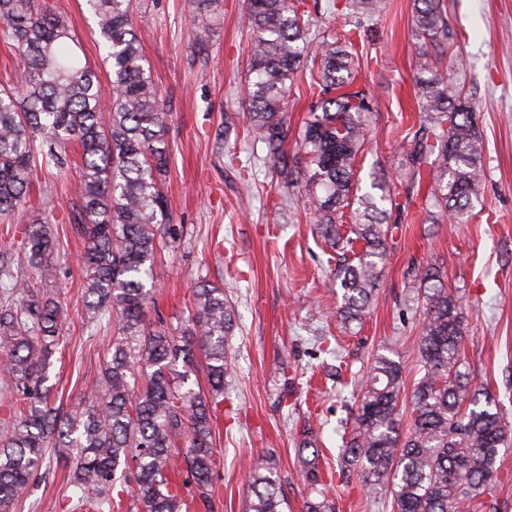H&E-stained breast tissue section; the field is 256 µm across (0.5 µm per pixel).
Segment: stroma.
I'll use <instances>...</instances> for the list:
<instances>
[{"instance_id":"1","label":"stroma","mask_w":512,"mask_h":512,"mask_svg":"<svg viewBox=\"0 0 512 512\" xmlns=\"http://www.w3.org/2000/svg\"><path fill=\"white\" fill-rule=\"evenodd\" d=\"M39 2L64 16L82 60L108 82L84 0ZM245 8L244 0H221L202 15L195 0H134L147 64L172 112L165 192L173 223L184 227L180 241L156 253L147 317L177 325L199 281L224 289L237 314L228 346L237 373L216 412L211 512H248L249 476L269 464L292 512H299L309 494L299 452L303 429L317 433L319 466L329 471L353 416L357 384L377 349L389 348L400 361L406 386L418 378L415 338L422 312L408 300L407 275L414 265L439 269L461 300L469 324L467 369L512 422V0H445L450 39L443 64L459 78L485 146V177L465 224L419 223L417 204L407 200L401 146L408 129L420 125L413 82L422 50L412 34V0H383L382 10L361 28L348 0L305 6L312 40L325 34L351 40L357 85L373 99L355 164L359 190L368 192L383 179L394 198L390 260L361 325L337 318L336 295L326 286L337 254L318 235L314 212L268 177L266 148L248 130ZM318 78L310 63L297 77L288 102V150H295L318 100ZM228 113L236 124L221 141L217 132ZM79 171L73 147L66 175L39 173L31 212L7 218L21 226L39 215L59 239L55 280L40 281L31 268L26 274L64 303L62 337L48 372L56 405L69 412L90 404L88 383L115 334L114 325L90 326L83 314L86 272L79 258L85 240L70 223ZM72 466L69 449L47 448L28 497L12 512H76Z\"/></svg>"}]
</instances>
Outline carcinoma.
Returning a JSON list of instances; mask_svg holds the SVG:
<instances>
[{"instance_id": "obj_1", "label": "carcinoma", "mask_w": 512, "mask_h": 512, "mask_svg": "<svg viewBox=\"0 0 512 512\" xmlns=\"http://www.w3.org/2000/svg\"><path fill=\"white\" fill-rule=\"evenodd\" d=\"M381 0H350L352 16L380 12ZM109 65V84L77 54L66 19L35 0H0V27L19 60V73L0 87V215L29 203L37 171L68 166L67 148L82 149L75 188L74 229L86 239L82 296L90 323L113 322L104 367L92 380L99 403L81 413L50 406L48 359L60 342L63 307L33 291L16 253L0 250V374L13 384L18 413L0 429V512H12L35 480L49 445L76 449L72 484L94 512H114L116 483L134 482L145 512H182L187 501L170 475L183 463L195 502L208 509L214 483L213 428L224 383L234 377L227 354L236 327L224 289L208 281L194 291L184 327L147 322V287L159 241L176 242L162 188L170 172L167 135L172 114L145 65L133 22L132 0H85ZM251 34L245 97L249 127L266 144L267 166L293 188L318 218V234L341 252L329 283L340 294L336 316L362 322L388 259L387 184L357 195L354 163L368 133L372 99L354 88L348 45L322 37L312 44L310 22L293 0H247ZM412 32L423 43L448 38L442 0H413ZM319 60L320 93L301 136L304 156L285 149L284 105L304 59ZM414 83L420 127L404 138L407 193L422 190L424 221L457 223L482 182L483 142L462 90L441 70V59L421 54ZM353 224L340 231L344 210ZM21 244L42 280L55 278L57 237L34 216ZM362 243L360 251L353 245ZM413 299L423 309L417 336L420 378L410 397L398 362L376 353L359 383L357 408L337 457L345 484L358 476L366 496L391 512H507L494 492L497 458L512 439L499 403L473 389L466 368L468 324L458 298L439 272L413 266ZM204 355L208 397L174 385L182 363L188 381L196 353ZM410 424L402 430L403 410ZM303 477L313 497L304 512H336V498L319 477L317 434L303 429ZM248 512H284L276 471L254 470Z\"/></svg>"}]
</instances>
